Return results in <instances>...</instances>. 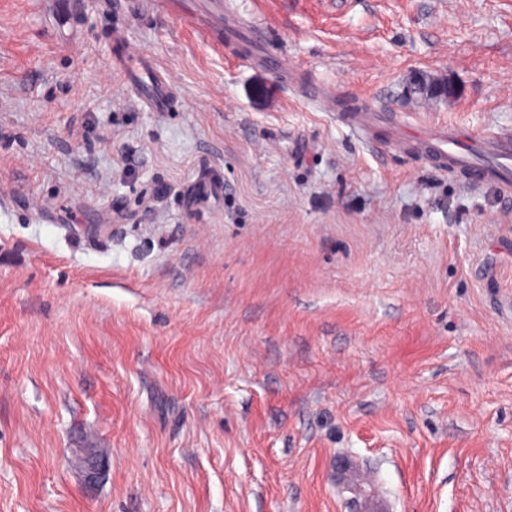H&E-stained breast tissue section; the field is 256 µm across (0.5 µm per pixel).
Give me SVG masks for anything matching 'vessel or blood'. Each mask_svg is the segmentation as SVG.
Returning a JSON list of instances; mask_svg holds the SVG:
<instances>
[{"label":"vessel or blood","instance_id":"vessel-or-blood-1","mask_svg":"<svg viewBox=\"0 0 512 512\" xmlns=\"http://www.w3.org/2000/svg\"><path fill=\"white\" fill-rule=\"evenodd\" d=\"M121 64L127 77L141 88L148 110L167 112L173 108L171 74L150 69L143 52L130 44L124 47ZM342 119L365 138L385 124L386 114L379 110L346 112ZM399 140L405 153L428 160L440 173H464L474 183L512 186L511 128L488 130L466 140L449 126L426 127L400 132Z\"/></svg>","mask_w":512,"mask_h":512}]
</instances>
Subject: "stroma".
Returning a JSON list of instances; mask_svg holds the SVG:
<instances>
[{"instance_id": "obj_1", "label": "stroma", "mask_w": 512, "mask_h": 512, "mask_svg": "<svg viewBox=\"0 0 512 512\" xmlns=\"http://www.w3.org/2000/svg\"><path fill=\"white\" fill-rule=\"evenodd\" d=\"M224 11L289 75L171 6L0 0V512H512V190L300 95L512 128V0ZM121 64L126 76L134 80L142 90V102L152 112H169L174 101L171 90L174 81L170 72L164 74L150 69L145 55L137 47L124 44Z\"/></svg>"}]
</instances>
